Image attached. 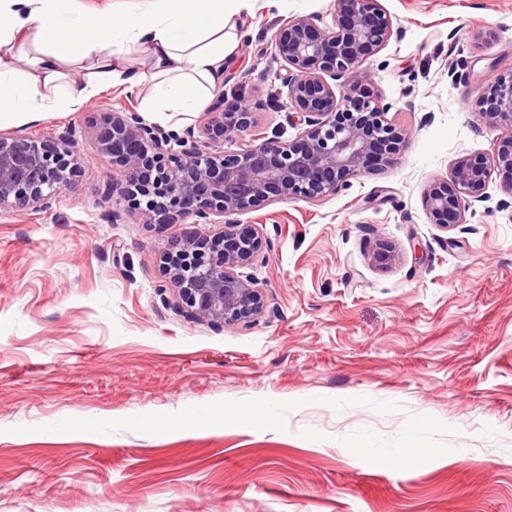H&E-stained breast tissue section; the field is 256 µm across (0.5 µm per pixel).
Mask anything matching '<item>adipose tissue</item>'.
Listing matches in <instances>:
<instances>
[{
	"instance_id": "obj_1",
	"label": "adipose tissue",
	"mask_w": 512,
	"mask_h": 512,
	"mask_svg": "<svg viewBox=\"0 0 512 512\" xmlns=\"http://www.w3.org/2000/svg\"><path fill=\"white\" fill-rule=\"evenodd\" d=\"M244 0H139L121 17L64 15L61 0H0V125L68 111L119 82L146 85L143 110L199 111L239 47Z\"/></svg>"
}]
</instances>
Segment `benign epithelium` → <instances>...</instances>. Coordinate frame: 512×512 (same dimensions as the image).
Masks as SVG:
<instances>
[{
    "label": "benign epithelium",
    "instance_id": "1",
    "mask_svg": "<svg viewBox=\"0 0 512 512\" xmlns=\"http://www.w3.org/2000/svg\"><path fill=\"white\" fill-rule=\"evenodd\" d=\"M391 36L378 0H335L332 23L298 16L281 26L274 56L282 61L288 108L305 128L291 141L279 133L252 137L243 148L226 151L254 126L253 106L241 99L224 109L217 95L206 120L181 134L147 125L132 108L88 112L84 123L96 155L119 169L120 182L106 189L145 224H177L193 217L235 215L274 200L316 199L336 193L348 178L390 165L404 151L407 133L388 118L364 62ZM351 76L341 95L326 77ZM476 115L507 131L489 158H461L445 179H434L423 202L433 223L445 230L461 222L471 202L484 199L496 172L512 175V70L488 74ZM79 144L71 133L56 137L0 133V209L47 207L79 176ZM267 247L253 227L224 225L220 233L192 234L162 253V273L194 322L227 325L262 313L263 291L238 272ZM372 265L387 269L397 254L378 240L369 251Z\"/></svg>",
    "mask_w": 512,
    "mask_h": 512
}]
</instances>
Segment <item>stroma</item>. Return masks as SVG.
<instances>
[{
    "mask_svg": "<svg viewBox=\"0 0 512 512\" xmlns=\"http://www.w3.org/2000/svg\"><path fill=\"white\" fill-rule=\"evenodd\" d=\"M379 2L392 35L364 67L408 144L336 194L230 216L267 239L242 269L264 293L251 321H190L164 286L160 251L220 225L112 223L120 172L82 112L19 126L71 131L82 161L48 207L0 210V512H512V195L493 175L448 231L423 205L500 144L473 108L477 74L512 59V0ZM333 11H241L223 90L258 131L301 130L276 32ZM372 265L378 269H387L395 263L397 254L391 244L377 240L369 251Z\"/></svg>",
    "mask_w": 512,
    "mask_h": 512,
    "instance_id": "stroma-1",
    "label": "stroma"
}]
</instances>
